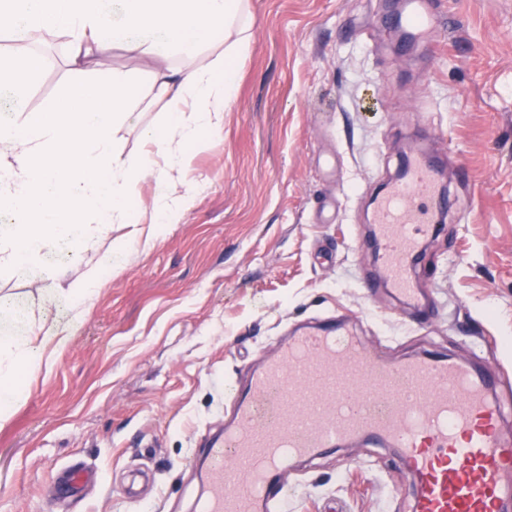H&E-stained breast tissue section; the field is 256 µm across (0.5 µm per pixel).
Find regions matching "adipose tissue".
Here are the masks:
<instances>
[{
	"instance_id": "obj_1",
	"label": "adipose tissue",
	"mask_w": 512,
	"mask_h": 512,
	"mask_svg": "<svg viewBox=\"0 0 512 512\" xmlns=\"http://www.w3.org/2000/svg\"><path fill=\"white\" fill-rule=\"evenodd\" d=\"M0 29L23 37L35 29L67 32L69 63L80 73L117 48L148 56L149 91L168 106L165 124L144 127L142 150L126 157L110 130L138 123L140 87L123 72L103 85H78L69 102L0 123V211L10 217L0 229V270L18 278L59 274L46 259L48 241L94 249L103 229L131 223V184L139 179L153 185L151 223H177L197 194L186 179L187 148L202 132L223 129L235 98L239 63L254 37L250 0H0ZM219 38L224 50L209 66L171 67L173 56H194ZM41 67L37 55L1 58L0 80L21 103ZM90 215L96 224H87ZM58 333L54 326L41 337L0 333V422L23 396L18 372L40 370L46 340Z\"/></svg>"
}]
</instances>
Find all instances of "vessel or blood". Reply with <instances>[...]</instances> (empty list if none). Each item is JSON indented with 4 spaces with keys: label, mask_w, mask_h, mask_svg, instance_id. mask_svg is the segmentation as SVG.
Masks as SVG:
<instances>
[{
    "label": "vessel or blood",
    "mask_w": 512,
    "mask_h": 512,
    "mask_svg": "<svg viewBox=\"0 0 512 512\" xmlns=\"http://www.w3.org/2000/svg\"><path fill=\"white\" fill-rule=\"evenodd\" d=\"M375 207L371 238L391 291L422 323L432 313L415 277L439 171L405 162ZM370 439L401 448L417 493L413 512H512V430L489 381L441 354L381 360L330 324L292 333L254 370L223 433L211 440L200 512H287L275 474L321 449Z\"/></svg>",
    "instance_id": "vessel-or-blood-1"
}]
</instances>
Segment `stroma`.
<instances>
[{"label": "stroma", "mask_w": 512, "mask_h": 512, "mask_svg": "<svg viewBox=\"0 0 512 512\" xmlns=\"http://www.w3.org/2000/svg\"><path fill=\"white\" fill-rule=\"evenodd\" d=\"M251 9L224 127L191 148L190 211L113 225L101 285L78 311L45 295L49 280L0 271V300L25 302L29 335L65 328L0 425V512H196L191 461L223 428L233 385L290 329L330 315L381 358L436 351L488 372L512 426V0H430L433 23L404 43L387 0ZM114 70L150 80L121 50L82 74L63 62L41 70L24 109ZM411 142L441 164L457 206L422 242L434 314L420 327L385 285L365 287L380 269L362 245ZM116 240L128 243L117 257ZM70 466L96 468L103 491L58 500ZM278 480L288 512H412L416 493L398 449L362 441Z\"/></svg>", "instance_id": "35a3bbf8"}]
</instances>
